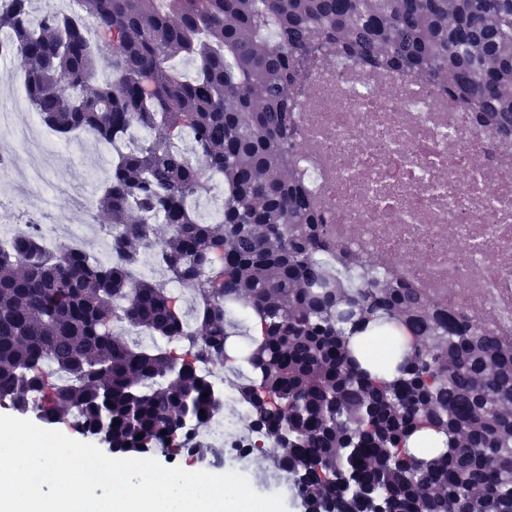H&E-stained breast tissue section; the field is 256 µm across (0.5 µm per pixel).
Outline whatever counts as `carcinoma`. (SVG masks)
Here are the masks:
<instances>
[{
  "label": "carcinoma",
  "mask_w": 512,
  "mask_h": 512,
  "mask_svg": "<svg viewBox=\"0 0 512 512\" xmlns=\"http://www.w3.org/2000/svg\"><path fill=\"white\" fill-rule=\"evenodd\" d=\"M35 2L0 0V33L44 123L101 143L132 122L155 136L112 162L98 200L110 262L33 236L0 247V405L68 414L112 452L172 455L187 422L222 407L196 363L226 358L225 308L240 304L253 374L240 397L310 512H376V494L385 512H512V344L327 236L295 174L291 115L301 68L342 54L428 79L512 147V0H76L36 28ZM101 61L110 77L95 85ZM187 130L224 177L219 224L188 204L206 185L177 149ZM151 250L193 289V327L164 283L132 280ZM117 322L188 348L141 349ZM396 330L411 344L370 361L394 369L376 379L350 340L370 351ZM422 427L447 438L431 462L403 452Z\"/></svg>",
  "instance_id": "obj_1"
}]
</instances>
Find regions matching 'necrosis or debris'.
<instances>
[{
    "label": "necrosis or debris",
    "mask_w": 512,
    "mask_h": 512,
    "mask_svg": "<svg viewBox=\"0 0 512 512\" xmlns=\"http://www.w3.org/2000/svg\"><path fill=\"white\" fill-rule=\"evenodd\" d=\"M293 119L295 170L330 239L446 308L492 315L497 336L512 342V148L430 81L345 57L308 68ZM0 173L12 175L20 222L36 225L45 250L73 244L78 231L60 236L50 218L42 160L14 174L0 157ZM197 368L224 406L204 427L187 424L181 454L203 437L227 470L246 473L261 439L240 428L250 410L236 377L206 361Z\"/></svg>",
    "instance_id": "obj_1"
}]
</instances>
